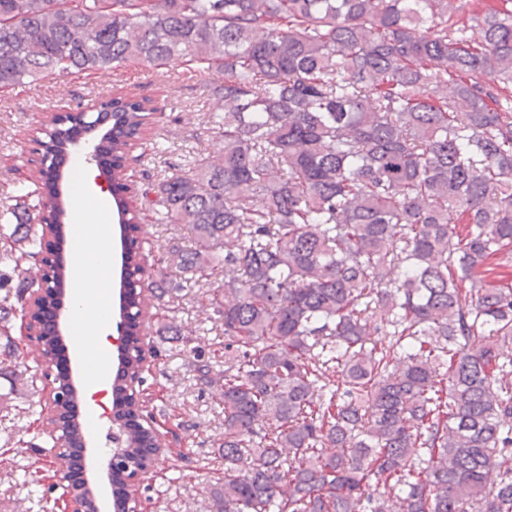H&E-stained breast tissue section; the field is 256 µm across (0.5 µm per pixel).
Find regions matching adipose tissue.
I'll return each instance as SVG.
<instances>
[{
  "mask_svg": "<svg viewBox=\"0 0 512 512\" xmlns=\"http://www.w3.org/2000/svg\"><path fill=\"white\" fill-rule=\"evenodd\" d=\"M84 185L83 202L76 209L75 220L81 225L87 218L95 216L99 224L88 231L90 248L76 253L78 271L74 276L73 294L78 316H91L99 327L94 334L95 346L85 355L90 365L88 384L90 390L94 391L102 387L107 376L109 348L101 327L105 325L108 316V284L112 270L111 231L104 195L94 175H86Z\"/></svg>",
  "mask_w": 512,
  "mask_h": 512,
  "instance_id": "1",
  "label": "adipose tissue"
}]
</instances>
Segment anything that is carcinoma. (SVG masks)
Here are the masks:
<instances>
[{
  "instance_id": "1",
  "label": "carcinoma",
  "mask_w": 512,
  "mask_h": 512,
  "mask_svg": "<svg viewBox=\"0 0 512 512\" xmlns=\"http://www.w3.org/2000/svg\"><path fill=\"white\" fill-rule=\"evenodd\" d=\"M0 0V89L177 60L224 76V148L139 199L188 236L143 286L172 298L224 264L215 312L224 481L214 512H512V0ZM120 157L153 111L117 98ZM71 126H49L62 165ZM59 176L41 201L66 207ZM139 231L138 207L117 199ZM16 197V246L37 255ZM470 287H465V284ZM31 282L0 273L6 334ZM383 334L388 342L375 339ZM130 457L153 435L125 422ZM402 487L396 499L381 489Z\"/></svg>"
}]
</instances>
